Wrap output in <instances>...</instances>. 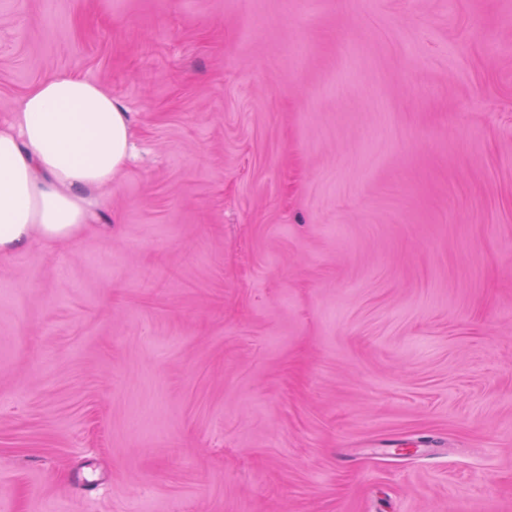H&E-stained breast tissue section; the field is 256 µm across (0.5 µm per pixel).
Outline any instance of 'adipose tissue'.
I'll return each mask as SVG.
<instances>
[{
  "label": "adipose tissue",
  "mask_w": 512,
  "mask_h": 512,
  "mask_svg": "<svg viewBox=\"0 0 512 512\" xmlns=\"http://www.w3.org/2000/svg\"><path fill=\"white\" fill-rule=\"evenodd\" d=\"M130 120L103 85L72 71L34 83L0 124V259L87 227V194L111 187L131 152Z\"/></svg>",
  "instance_id": "1"
}]
</instances>
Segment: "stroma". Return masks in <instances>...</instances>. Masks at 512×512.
Wrapping results in <instances>:
<instances>
[{
	"label": "stroma",
	"mask_w": 512,
	"mask_h": 512,
	"mask_svg": "<svg viewBox=\"0 0 512 512\" xmlns=\"http://www.w3.org/2000/svg\"><path fill=\"white\" fill-rule=\"evenodd\" d=\"M134 154L0 262V512H512V0H0Z\"/></svg>",
	"instance_id": "35a3bbf8"
}]
</instances>
